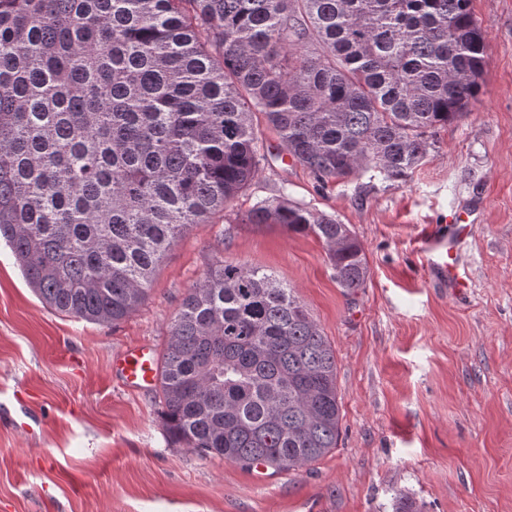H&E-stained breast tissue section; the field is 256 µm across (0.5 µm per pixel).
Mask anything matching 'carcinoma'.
<instances>
[{
    "instance_id": "cac0c4a2",
    "label": "carcinoma",
    "mask_w": 512,
    "mask_h": 512,
    "mask_svg": "<svg viewBox=\"0 0 512 512\" xmlns=\"http://www.w3.org/2000/svg\"><path fill=\"white\" fill-rule=\"evenodd\" d=\"M485 52L471 0H0V241L49 308L114 324L259 175L255 113L322 184L405 179ZM247 219L369 279L352 230L283 192ZM336 369L290 288L216 258L168 326L159 414L191 452L297 472L337 445Z\"/></svg>"
}]
</instances>
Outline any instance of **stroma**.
<instances>
[{
    "mask_svg": "<svg viewBox=\"0 0 512 512\" xmlns=\"http://www.w3.org/2000/svg\"><path fill=\"white\" fill-rule=\"evenodd\" d=\"M486 30L481 89L439 130L405 182L359 174L319 187L279 148L213 223L179 239L147 298L99 324L43 304L0 242V512H512V0H472ZM287 190L348 225L370 277L348 293L325 245L241 216ZM475 225L455 291L421 240ZM265 270L306 305L337 362L338 445L296 473L258 472L176 445L155 389L126 387L112 360L162 352L167 326L213 258Z\"/></svg>",
    "mask_w": 512,
    "mask_h": 512,
    "instance_id": "stroma-1",
    "label": "stroma"
}]
</instances>
